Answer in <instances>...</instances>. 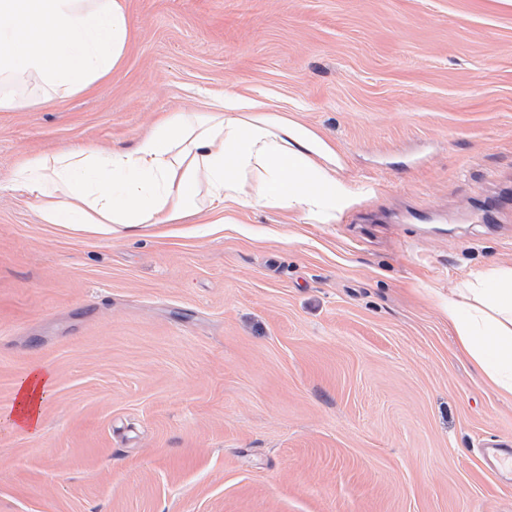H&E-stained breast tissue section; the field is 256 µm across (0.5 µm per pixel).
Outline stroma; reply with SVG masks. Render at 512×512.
Here are the masks:
<instances>
[{
	"label": "stroma",
	"mask_w": 512,
	"mask_h": 512,
	"mask_svg": "<svg viewBox=\"0 0 512 512\" xmlns=\"http://www.w3.org/2000/svg\"><path fill=\"white\" fill-rule=\"evenodd\" d=\"M95 90L0 110V512H512V399L440 304L512 264V0H123ZM295 114L375 196L336 224H44L17 163L133 149L225 97ZM53 376L42 366L31 367L15 385V407L5 419L19 432L36 435L41 424L40 402L52 385Z\"/></svg>",
	"instance_id": "35a3bbf8"
}]
</instances>
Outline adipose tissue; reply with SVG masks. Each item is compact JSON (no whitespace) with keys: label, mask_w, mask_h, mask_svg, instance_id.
Wrapping results in <instances>:
<instances>
[{"label":"adipose tissue","mask_w":512,"mask_h":512,"mask_svg":"<svg viewBox=\"0 0 512 512\" xmlns=\"http://www.w3.org/2000/svg\"><path fill=\"white\" fill-rule=\"evenodd\" d=\"M129 23L122 0H0V108L91 89L122 61ZM342 159L315 130L260 105L174 112L131 150L64 149L26 158L20 185L44 224L224 223L231 206L300 214L333 224L371 192L342 181ZM442 312L460 353L512 398V265L472 268ZM53 376L31 367L15 385L10 427L37 434Z\"/></svg>","instance_id":"obj_1"}]
</instances>
